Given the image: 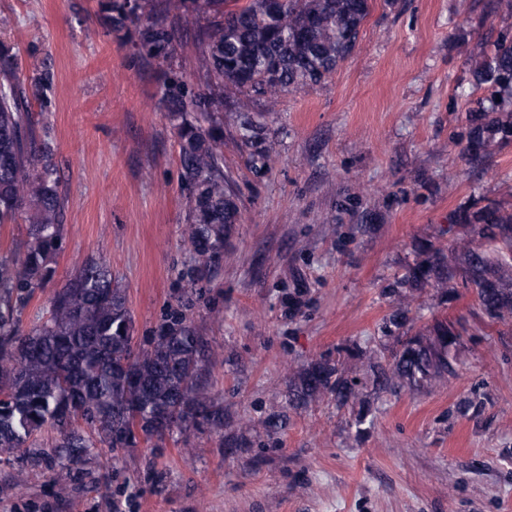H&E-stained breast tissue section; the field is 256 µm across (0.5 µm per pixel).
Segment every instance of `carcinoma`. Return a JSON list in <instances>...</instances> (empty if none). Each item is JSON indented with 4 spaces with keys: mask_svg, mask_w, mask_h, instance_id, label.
I'll return each mask as SVG.
<instances>
[{
    "mask_svg": "<svg viewBox=\"0 0 512 512\" xmlns=\"http://www.w3.org/2000/svg\"><path fill=\"white\" fill-rule=\"evenodd\" d=\"M196 12L217 14L204 27L186 0H107L105 23L129 40L149 64L167 63L183 39H192L206 88L164 72L158 107L175 121L181 183L191 211L187 241L196 257L186 287L193 291L224 253V231L239 214L238 196L224 172V100L254 94L276 105L292 89L320 84L356 49L371 0H250L223 10L224 0H195ZM484 94L470 102L466 137L458 142L465 163H486L512 144V30L489 35L470 71ZM53 72L46 66L25 76L13 48L0 41V227L27 224L23 249L0 254V455L36 458L46 448L111 452L164 439L173 428L220 432L224 405L210 382L222 352L183 318L163 324L148 347L135 346L124 289L114 285L102 258L84 261L50 300L48 316L25 330L22 310L55 275L65 197L55 157L34 105L45 109ZM260 127L240 119L241 142L263 159L269 147ZM477 225V236L459 238L448 252L432 244L433 259L394 277L400 304L389 323L408 322L400 289L430 282L472 288L485 314L512 321V211L494 200L448 214V227ZM462 333L444 324L429 336L400 341L378 365L383 388L420 389L454 373L450 351ZM362 383L339 363L317 360L293 377L288 401L306 407L325 399L340 406L362 403Z\"/></svg>",
    "mask_w": 512,
    "mask_h": 512,
    "instance_id": "cac0c4a2",
    "label": "carcinoma"
}]
</instances>
